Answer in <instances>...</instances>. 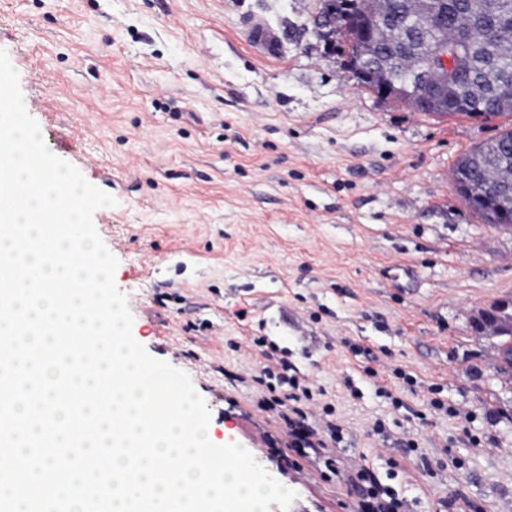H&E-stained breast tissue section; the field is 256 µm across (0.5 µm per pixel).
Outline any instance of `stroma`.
<instances>
[{
	"mask_svg": "<svg viewBox=\"0 0 512 512\" xmlns=\"http://www.w3.org/2000/svg\"><path fill=\"white\" fill-rule=\"evenodd\" d=\"M320 6L0 0V49L50 151L116 200L93 221L135 340L189 375L213 443L295 492L270 512H352L361 467L406 512H512V381L471 327L512 299V233L452 180L512 115L377 99L318 37ZM259 23L274 54L251 41ZM270 354L314 390L310 422L329 408L342 424L338 476L261 408L251 377Z\"/></svg>",
	"mask_w": 512,
	"mask_h": 512,
	"instance_id": "stroma-1",
	"label": "stroma"
}]
</instances>
